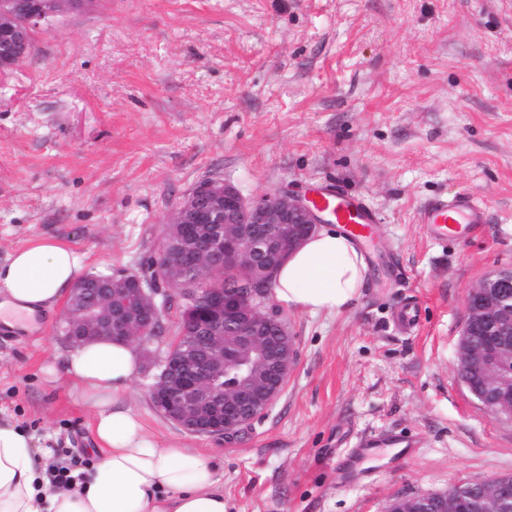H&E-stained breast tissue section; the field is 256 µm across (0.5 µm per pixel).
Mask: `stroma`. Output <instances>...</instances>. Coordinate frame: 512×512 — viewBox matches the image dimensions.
Here are the masks:
<instances>
[{"label":"stroma","instance_id":"stroma-1","mask_svg":"<svg viewBox=\"0 0 512 512\" xmlns=\"http://www.w3.org/2000/svg\"><path fill=\"white\" fill-rule=\"evenodd\" d=\"M206 176L247 197L337 185L378 219L356 302L284 310L288 381L237 436L187 433L154 407L176 317L139 346L128 405L159 445L210 458L226 512H386L512 475V417L457 370L469 289L512 268V0H97L51 19L0 76V262L54 237L82 272H141ZM461 192L487 224L427 237L419 211ZM412 299L404 332L393 316ZM64 310L26 334L0 328V421L65 463L93 435L64 374ZM369 434L418 447L346 462Z\"/></svg>","mask_w":512,"mask_h":512}]
</instances>
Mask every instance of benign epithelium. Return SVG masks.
<instances>
[{
  "mask_svg": "<svg viewBox=\"0 0 512 512\" xmlns=\"http://www.w3.org/2000/svg\"><path fill=\"white\" fill-rule=\"evenodd\" d=\"M91 0H0V74L13 69L31 51L28 34L65 11H82ZM187 247H163L174 295L156 300L159 289L137 273L98 276L96 296L77 280L64 314V338L76 347L114 337L138 343L166 328L172 301L196 303L203 321L189 319L180 335L202 336L197 350L157 362L150 387L152 403L194 435H236L273 405L294 362L295 348L279 309L270 302V280L279 263L313 236L327 213L313 199L276 191L247 198L232 184L206 178L197 182L173 211ZM224 225V233L206 235L205 226ZM244 271L236 288H206L188 279L185 270L213 267L211 258ZM469 314L462 335L477 336V346L458 362L460 379L486 408L512 415V377L500 375L512 356V269L494 271L467 296ZM224 380L217 403L214 383ZM500 478L477 477L446 492L397 499L389 512H484L487 498L495 512H512Z\"/></svg>",
  "mask_w": 512,
  "mask_h": 512,
  "instance_id": "7a95c632",
  "label": "benign epithelium"
}]
</instances>
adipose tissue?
<instances>
[{"label": "adipose tissue", "mask_w": 512, "mask_h": 512, "mask_svg": "<svg viewBox=\"0 0 512 512\" xmlns=\"http://www.w3.org/2000/svg\"><path fill=\"white\" fill-rule=\"evenodd\" d=\"M79 257L52 237L15 250L0 263V313L52 310L75 283ZM367 265L354 242L328 226L292 253L274 276L280 305L312 314H336L356 301ZM66 374L93 415L98 455L84 479L52 485L16 425L0 422V512H225L213 465L178 443L161 447L121 397L137 374L128 341L98 340L70 353Z\"/></svg>", "instance_id": "adipose-tissue-1"}]
</instances>
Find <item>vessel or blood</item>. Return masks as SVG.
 Wrapping results in <instances>:
<instances>
[{
  "instance_id": "b4317fda",
  "label": "vessel or blood",
  "mask_w": 512,
  "mask_h": 512,
  "mask_svg": "<svg viewBox=\"0 0 512 512\" xmlns=\"http://www.w3.org/2000/svg\"><path fill=\"white\" fill-rule=\"evenodd\" d=\"M315 203L326 210L349 237L366 242L375 236L376 219L359 201L327 189L318 193ZM418 221L430 238H466L473 235L480 224L486 223L487 211L471 194L461 193L428 205L419 214Z\"/></svg>"
}]
</instances>
